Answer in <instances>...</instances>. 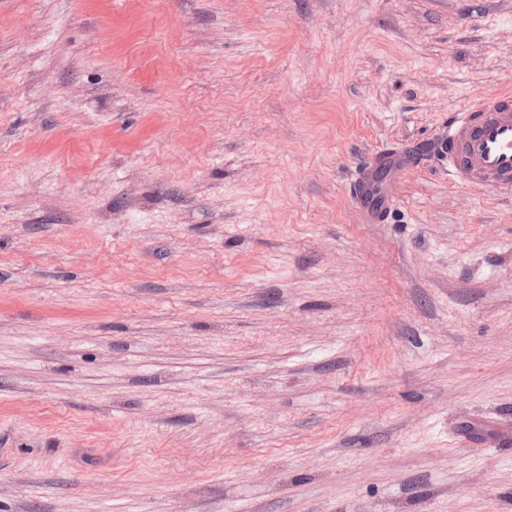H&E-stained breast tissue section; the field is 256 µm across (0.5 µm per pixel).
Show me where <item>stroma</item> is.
<instances>
[{
  "instance_id": "stroma-1",
  "label": "stroma",
  "mask_w": 512,
  "mask_h": 512,
  "mask_svg": "<svg viewBox=\"0 0 512 512\" xmlns=\"http://www.w3.org/2000/svg\"><path fill=\"white\" fill-rule=\"evenodd\" d=\"M512 0H0V512H512V198L427 158Z\"/></svg>"
}]
</instances>
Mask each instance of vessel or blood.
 Segmentation results:
<instances>
[{
    "mask_svg": "<svg viewBox=\"0 0 512 512\" xmlns=\"http://www.w3.org/2000/svg\"><path fill=\"white\" fill-rule=\"evenodd\" d=\"M426 147L383 148L357 170L350 194L367 222L381 221L396 171L419 165ZM448 162V180L512 196V95L488 97L448 117V132L433 149Z\"/></svg>",
    "mask_w": 512,
    "mask_h": 512,
    "instance_id": "vessel-or-blood-1",
    "label": "vessel or blood"
}]
</instances>
